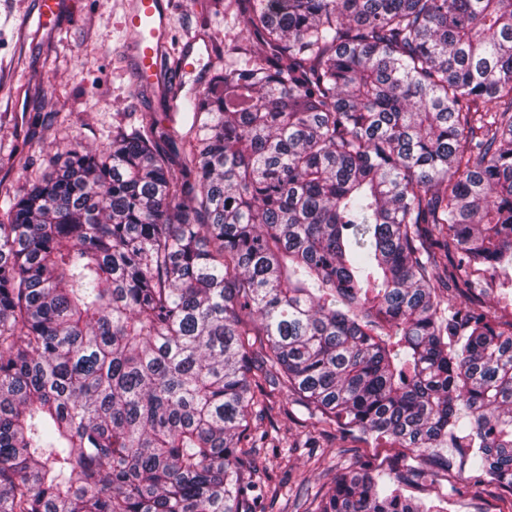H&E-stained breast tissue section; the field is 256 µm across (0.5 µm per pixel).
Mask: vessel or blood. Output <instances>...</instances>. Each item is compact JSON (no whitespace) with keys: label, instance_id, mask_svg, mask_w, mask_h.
Returning <instances> with one entry per match:
<instances>
[{"label":"vessel or blood","instance_id":"b4317fda","mask_svg":"<svg viewBox=\"0 0 512 512\" xmlns=\"http://www.w3.org/2000/svg\"><path fill=\"white\" fill-rule=\"evenodd\" d=\"M170 17L171 0H126L123 48L137 80L157 79L158 62L166 54L176 53L184 63L195 55L197 41L193 38L170 49Z\"/></svg>","mask_w":512,"mask_h":512}]
</instances>
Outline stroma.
I'll use <instances>...</instances> for the list:
<instances>
[{"label": "stroma", "mask_w": 512, "mask_h": 512, "mask_svg": "<svg viewBox=\"0 0 512 512\" xmlns=\"http://www.w3.org/2000/svg\"><path fill=\"white\" fill-rule=\"evenodd\" d=\"M60 2L52 27L24 34L20 25L35 19L37 0H0V186L13 191L48 172L71 143L94 149L107 141L114 125L133 128L143 113L168 111L167 75H179L187 93L202 90L210 79V47L203 43L194 69L178 71L174 59H166L165 79L139 89L122 58L125 0ZM171 26L176 41L202 33L220 42L239 34L213 17L210 0H175ZM307 455L299 448L288 463L269 458L277 487L273 512H305L313 496L345 469L370 466L387 473L410 465L388 440L354 441L336 432L320 437L317 464ZM447 456L448 471H435L431 481L411 487V494L444 497L448 512H506L508 504L495 490L468 489L465 449H449Z\"/></svg>", "instance_id": "35a3bbf8"}]
</instances>
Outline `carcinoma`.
<instances>
[{"label": "carcinoma", "instance_id": "cac0c4a2", "mask_svg": "<svg viewBox=\"0 0 512 512\" xmlns=\"http://www.w3.org/2000/svg\"><path fill=\"white\" fill-rule=\"evenodd\" d=\"M213 4L203 90L0 192V512H264L283 394L512 496V0ZM505 276L501 273H495L493 278L487 274L489 288H494V292L487 298V304L497 311L504 320L512 318V286L510 284L502 287L500 282Z\"/></svg>", "mask_w": 512, "mask_h": 512}]
</instances>
